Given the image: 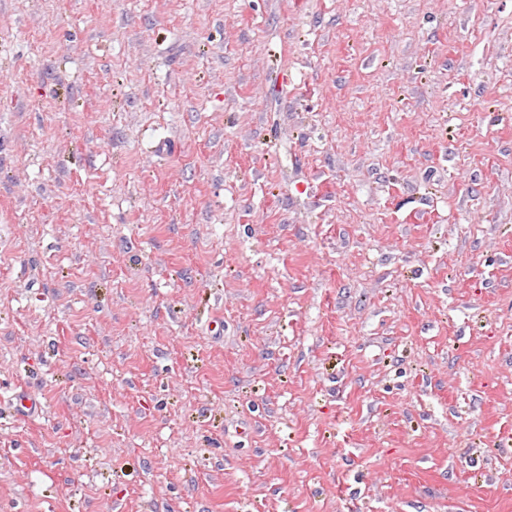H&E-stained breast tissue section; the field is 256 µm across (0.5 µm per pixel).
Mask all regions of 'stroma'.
<instances>
[{"label":"stroma","instance_id":"obj_1","mask_svg":"<svg viewBox=\"0 0 512 512\" xmlns=\"http://www.w3.org/2000/svg\"><path fill=\"white\" fill-rule=\"evenodd\" d=\"M0 512H512V0H0Z\"/></svg>","mask_w":512,"mask_h":512}]
</instances>
